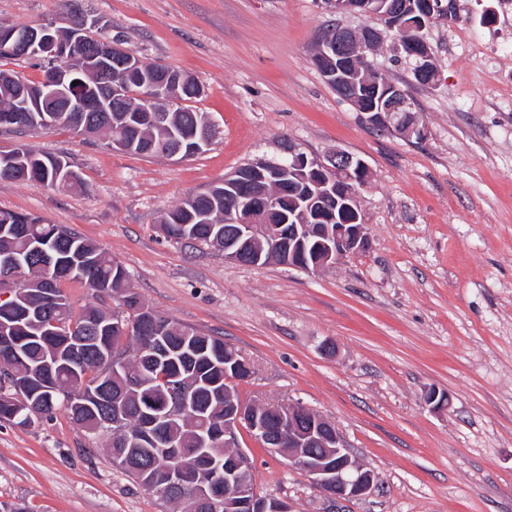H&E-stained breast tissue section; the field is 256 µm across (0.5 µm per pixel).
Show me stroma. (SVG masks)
Wrapping results in <instances>:
<instances>
[{
	"mask_svg": "<svg viewBox=\"0 0 512 512\" xmlns=\"http://www.w3.org/2000/svg\"><path fill=\"white\" fill-rule=\"evenodd\" d=\"M426 32L438 70L419 84L383 35L377 68L428 125L415 143L373 132L312 64L333 14L321 0H0V25L98 18L126 52L193 76L217 126L194 158H146L59 126L0 135L64 156L58 190L0 181V208L104 248L152 310L223 337L254 367L242 399L298 402L329 420L375 478L332 500L247 432L258 493L292 512H512V0H458ZM342 149L371 172L365 252L315 274L225 260L167 239L164 212L284 145ZM448 404L429 406V390ZM107 439L57 407L0 422V502L27 512H181L112 464Z\"/></svg>",
	"mask_w": 512,
	"mask_h": 512,
	"instance_id": "obj_1",
	"label": "stroma"
}]
</instances>
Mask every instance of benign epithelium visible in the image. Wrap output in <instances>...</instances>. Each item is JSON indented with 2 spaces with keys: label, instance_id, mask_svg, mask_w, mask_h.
<instances>
[{
  "label": "benign epithelium",
  "instance_id": "7a95c632",
  "mask_svg": "<svg viewBox=\"0 0 512 512\" xmlns=\"http://www.w3.org/2000/svg\"><path fill=\"white\" fill-rule=\"evenodd\" d=\"M327 11L336 15L354 14L380 20L386 30L399 26L404 14L393 0H322ZM417 22L427 28L434 21L451 22L458 14L457 0L446 3L421 0ZM382 37V31L364 26L355 31L334 25L321 37L312 61L329 81L340 70L357 61L365 69L364 85L371 92L369 107L362 111L365 122L387 133L404 139L428 138L430 131L419 115L413 112V104L407 93L395 83L383 85L375 80L370 67L369 54ZM0 44L21 55L43 54L61 69L39 86H33L21 77L14 78L18 97L14 100V112H110L113 103L122 97L119 86L112 84L105 94L94 99L70 100L57 109L50 102L62 97L64 78L78 69L86 74L101 76L112 73L115 46L107 39L99 40L87 52L78 51L76 37L68 41L55 35V26L40 22L20 30L0 29ZM396 51L416 62L419 77L428 83L435 82L436 65L423 48V41L406 44L400 42ZM124 72L138 78L146 93L142 95L144 112L158 111V105H171L168 79L156 78L149 63L132 57L120 64ZM292 173L315 188L313 198L317 206L310 208L314 224H267L260 214L256 201L270 211L276 206V195L269 192L268 183ZM369 182V168L364 160L336 149L322 156H310L295 146H288L283 155L274 159L254 162L245 173H233L224 177V195L235 198V206L224 212V223L235 228L224 235V258L236 263L249 261L254 266L263 260L284 259L286 266L307 273H316L335 264L349 254L362 252L369 246L366 224L363 223L358 203L359 190ZM318 236L311 256H306L305 241ZM23 268L16 266L12 277L0 283V301L10 298L23 279ZM166 407L160 413L148 415L143 429L126 436L125 444L136 448L146 442L157 445L158 469L150 480V487L165 499L180 495L184 484L188 459L197 462L195 512H290L288 504L274 497L258 498L251 494L247 480L250 470L248 454L239 446L237 432L246 427L255 437L265 440L264 447L272 455L288 459L314 485L336 500L359 499L374 488V475L360 464L346 448L340 434L324 417L312 414V420L300 425L299 415L304 407L298 403L279 406L282 425L288 426V443L280 442L266 434V428L251 411L231 400L229 390H224V425L210 431V436L224 437V447L233 449V460L213 448H183L169 440H158V425L176 419L189 412L185 388L178 379L167 386ZM329 440L331 452L318 457L308 451V445Z\"/></svg>",
  "mask_w": 512,
  "mask_h": 512
}]
</instances>
